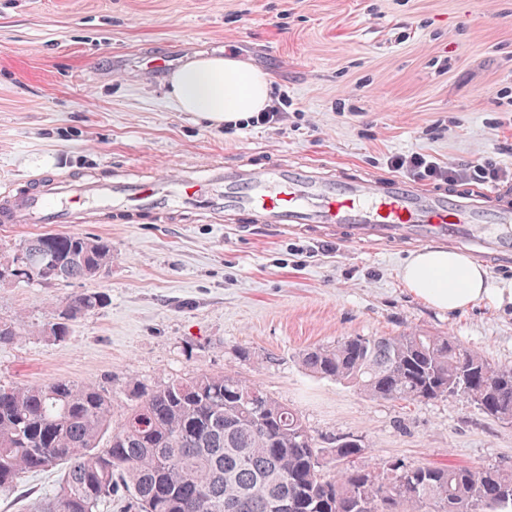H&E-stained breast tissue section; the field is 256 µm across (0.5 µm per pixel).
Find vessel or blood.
Instances as JSON below:
<instances>
[{
  "label": "vessel or blood",
  "mask_w": 512,
  "mask_h": 512,
  "mask_svg": "<svg viewBox=\"0 0 512 512\" xmlns=\"http://www.w3.org/2000/svg\"><path fill=\"white\" fill-rule=\"evenodd\" d=\"M246 214L255 224L336 225L351 238L446 237L481 258L512 250V201L500 189L384 182L317 165L238 161L160 173L148 183L55 179L23 191L0 185V223L60 226L80 210L187 212L199 205Z\"/></svg>",
  "instance_id": "vessel-or-blood-1"
}]
</instances>
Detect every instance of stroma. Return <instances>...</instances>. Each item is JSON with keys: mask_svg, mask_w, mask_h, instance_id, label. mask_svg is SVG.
Returning a JSON list of instances; mask_svg holds the SVG:
<instances>
[{"mask_svg": "<svg viewBox=\"0 0 512 512\" xmlns=\"http://www.w3.org/2000/svg\"><path fill=\"white\" fill-rule=\"evenodd\" d=\"M170 50L268 73L279 122L217 128L176 110L167 72L143 60ZM412 153L512 169V0H0V183L149 181L242 158L382 179L388 157ZM66 230L109 240L112 263L93 280L0 283V316L27 327L0 346L1 384H100L118 423L129 383L226 372L296 409L320 445L362 439V465L512 468V424L466 397L371 400L301 364L346 336L420 331L512 365V305L448 315L408 292L400 268L418 243L215 214L85 215ZM78 290L110 300L55 341L50 305ZM57 481L23 475L0 512H36Z\"/></svg>", "mask_w": 512, "mask_h": 512, "instance_id": "obj_1", "label": "stroma"}]
</instances>
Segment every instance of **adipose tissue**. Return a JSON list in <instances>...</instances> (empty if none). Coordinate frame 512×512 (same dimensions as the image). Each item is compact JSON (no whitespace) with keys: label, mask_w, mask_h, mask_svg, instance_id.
Instances as JSON below:
<instances>
[{"label":"adipose tissue","mask_w":512,"mask_h":512,"mask_svg":"<svg viewBox=\"0 0 512 512\" xmlns=\"http://www.w3.org/2000/svg\"><path fill=\"white\" fill-rule=\"evenodd\" d=\"M272 81L233 56H199L169 77L175 108L212 126L236 125L265 111ZM408 291L431 307L457 313L488 297L512 303L511 288H489L486 268L464 253L443 246L413 252L400 270Z\"/></svg>","instance_id":"ef3b65f1"}]
</instances>
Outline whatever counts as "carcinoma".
Wrapping results in <instances>:
<instances>
[{"mask_svg":"<svg viewBox=\"0 0 512 512\" xmlns=\"http://www.w3.org/2000/svg\"><path fill=\"white\" fill-rule=\"evenodd\" d=\"M112 263V245L72 233L37 234L0 263V282L90 280ZM83 291L51 306L56 341L107 305ZM0 317V345L23 336ZM311 374L370 399L431 401L464 395L484 414L512 423V366L490 362L450 336L425 332L346 336L301 354ZM361 440L324 448L299 414L245 378L206 372L154 388L133 385L112 426L109 392L56 379L0 384V493L21 476L60 470L39 512H111L128 493L131 512H512V469L496 465L360 466Z\"/></svg>","mask_w":512,"mask_h":512,"instance_id":"carcinoma-1","label":"carcinoma"}]
</instances>
